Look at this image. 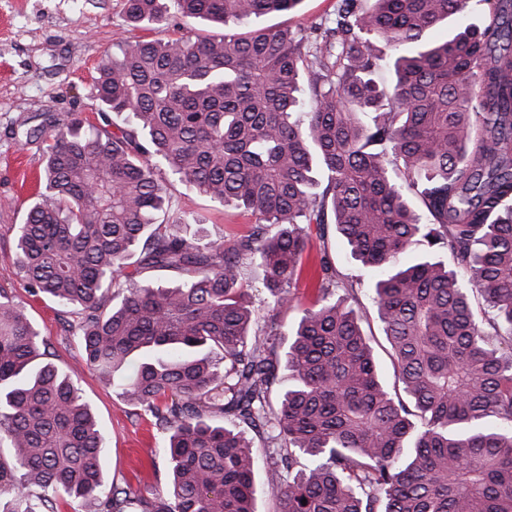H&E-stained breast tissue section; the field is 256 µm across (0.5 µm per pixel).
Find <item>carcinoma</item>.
<instances>
[{"label": "carcinoma", "instance_id": "cac0c4a2", "mask_svg": "<svg viewBox=\"0 0 512 512\" xmlns=\"http://www.w3.org/2000/svg\"><path fill=\"white\" fill-rule=\"evenodd\" d=\"M302 2L122 0L137 28L214 30L106 56L95 96L125 126L21 124L47 145L17 274L78 314L86 364L160 434L168 484L105 483L90 405L0 287V512H257L260 489L278 512H512V0H477L483 24L437 41L425 31L470 0H340L309 34L259 24ZM174 182L257 222L208 240L165 206ZM330 224L372 272L394 393L326 248L314 301L279 320Z\"/></svg>", "mask_w": 512, "mask_h": 512}]
</instances>
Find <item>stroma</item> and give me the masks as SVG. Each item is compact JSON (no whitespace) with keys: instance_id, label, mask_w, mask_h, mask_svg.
Returning <instances> with one entry per match:
<instances>
[{"instance_id":"stroma-1","label":"stroma","mask_w":512,"mask_h":512,"mask_svg":"<svg viewBox=\"0 0 512 512\" xmlns=\"http://www.w3.org/2000/svg\"><path fill=\"white\" fill-rule=\"evenodd\" d=\"M339 0H303L298 9L263 18L264 26L312 31L334 17ZM129 27L120 0H0V286L12 291L49 344V359L72 376L106 436L102 465L107 483L137 491H159L168 481L160 437L135 414L133 405L104 387L82 359L76 336L67 330L73 316L21 280L15 268L13 227L40 190L43 145L24 142L15 131L23 122L39 124L48 112L60 123L74 114L98 121L97 67L113 45L152 38ZM172 210L207 218L212 237L246 233L256 218L233 206H215L195 189L174 184ZM363 331L380 372L393 383L390 346L369 292L358 295Z\"/></svg>"}]
</instances>
